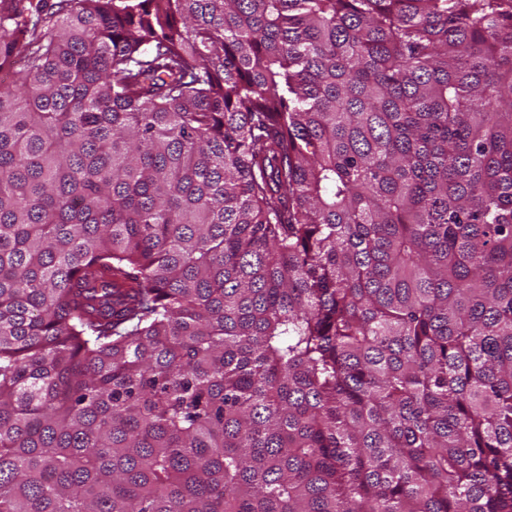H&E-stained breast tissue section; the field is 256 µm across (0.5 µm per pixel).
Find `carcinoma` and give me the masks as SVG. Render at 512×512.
<instances>
[{"instance_id": "1", "label": "carcinoma", "mask_w": 512, "mask_h": 512, "mask_svg": "<svg viewBox=\"0 0 512 512\" xmlns=\"http://www.w3.org/2000/svg\"><path fill=\"white\" fill-rule=\"evenodd\" d=\"M4 66L0 512H512V0H0Z\"/></svg>"}]
</instances>
